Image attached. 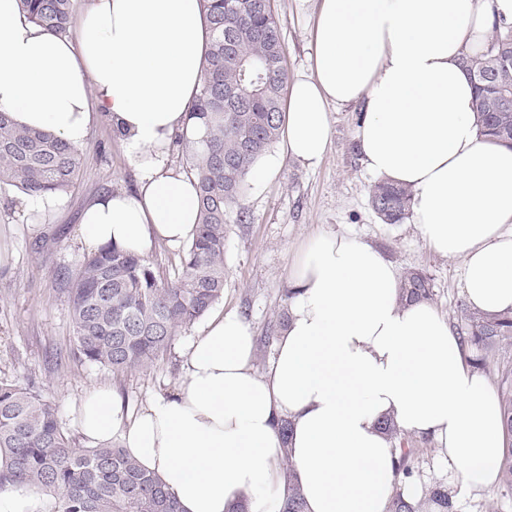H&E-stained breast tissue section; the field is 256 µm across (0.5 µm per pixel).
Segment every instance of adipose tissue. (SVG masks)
<instances>
[{
    "label": "adipose tissue",
    "mask_w": 512,
    "mask_h": 512,
    "mask_svg": "<svg viewBox=\"0 0 512 512\" xmlns=\"http://www.w3.org/2000/svg\"><path fill=\"white\" fill-rule=\"evenodd\" d=\"M317 2L310 72L288 86L281 155L318 165L329 106L362 104L363 166L411 188L410 221L433 250L461 260L469 306L511 312L512 148L480 135L461 59L486 49L493 25H512V0ZM77 27L74 37L48 33L18 0H0V110L77 146L96 108L123 133L137 191L83 210L84 246L143 255L158 239L189 241L197 180L167 157L178 135L205 136L188 117L209 41L200 0H88ZM288 287V323L266 372L252 367L249 323L221 312L191 344L172 395L149 397L131 417L110 386L94 387L74 408L79 434L91 446L120 435L182 512H279L291 483L305 512H387L398 456L380 428L387 417L430 438L466 494L494 487L499 401L447 319L403 299L381 249L320 232ZM53 508L38 487L0 489V512Z\"/></svg>",
    "instance_id": "ef3b65f1"
}]
</instances>
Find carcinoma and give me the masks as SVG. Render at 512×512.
Returning <instances> with one entry per match:
<instances>
[{"instance_id": "cac0c4a2", "label": "carcinoma", "mask_w": 512, "mask_h": 512, "mask_svg": "<svg viewBox=\"0 0 512 512\" xmlns=\"http://www.w3.org/2000/svg\"><path fill=\"white\" fill-rule=\"evenodd\" d=\"M72 0H19L35 25L68 32ZM211 39L191 114L204 121L200 147H188L198 180L199 220L179 253L173 275L145 258L102 248L59 279L82 359L112 374L150 369L175 337L224 297L226 224L246 221L238 207L256 160L278 141L285 123V47L268 0H200ZM475 88L474 112L486 139L512 145V26L494 27L486 51L463 58ZM78 147L46 130L22 127L0 111V191L28 198L63 197L78 180ZM412 191L381 179L370 205L384 224L408 217ZM408 302L430 299V278L413 269L401 279ZM460 336L469 362L486 367L490 354L512 347V315L485 316L462 308ZM506 446L495 495L512 498V365L500 373ZM0 452L8 457L0 487L34 485L56 499L57 512H181L177 499L114 441L76 445L59 408L28 387L0 383ZM280 512H305L298 486L288 485ZM388 512H457L447 490L435 486L422 499L394 490Z\"/></svg>"}]
</instances>
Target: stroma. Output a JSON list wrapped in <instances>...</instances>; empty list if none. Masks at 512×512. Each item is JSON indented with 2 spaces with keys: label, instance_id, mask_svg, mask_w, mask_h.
Wrapping results in <instances>:
<instances>
[{
  "label": "stroma",
  "instance_id": "1",
  "mask_svg": "<svg viewBox=\"0 0 512 512\" xmlns=\"http://www.w3.org/2000/svg\"><path fill=\"white\" fill-rule=\"evenodd\" d=\"M276 4L287 75L292 78L308 69L316 0ZM330 112V145L321 163L311 168L283 158L263 189H249L241 199L249 222L227 226V277L224 297L215 309L238 312L251 325L256 340L253 365L260 372L275 354L276 345L267 342V335L283 331L288 269L303 244L322 230L345 232L378 245L398 271L423 270L432 280V305L453 329L463 324L461 261L435 252L416 225L379 222L368 203L375 177L365 170L355 141L361 108L334 106ZM80 150L84 163L75 187L58 207L41 214L46 240L37 239L29 220L31 209L22 195L0 197V247L9 252L0 263V381L32 388L55 402L69 429L74 426L76 403L93 386H112L132 408L150 395L175 392L183 375L184 352L206 325L201 319L181 332L170 351L143 373L117 377L73 356V328L58 290V275L76 269L88 255L78 240L81 214L101 195L137 189L136 169L104 113L95 114ZM56 351L63 363L54 368L45 357ZM400 439L412 450L408 465L418 496L440 485L453 495L458 512H488L494 505L500 512H512V499L460 494L431 440L409 433Z\"/></svg>",
  "mask_w": 512,
  "mask_h": 512
}]
</instances>
